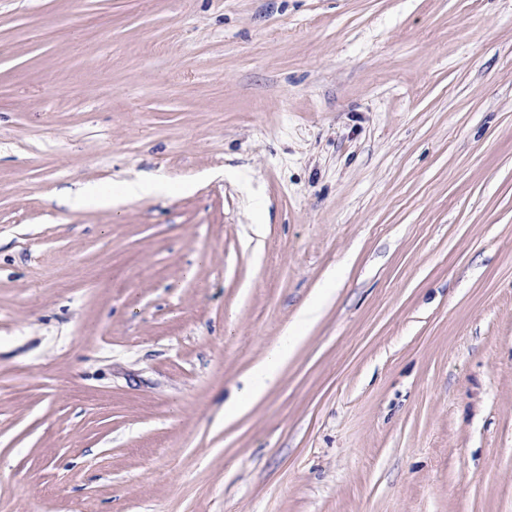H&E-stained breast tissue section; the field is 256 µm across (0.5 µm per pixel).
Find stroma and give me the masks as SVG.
Returning <instances> with one entry per match:
<instances>
[{
    "label": "stroma",
    "mask_w": 512,
    "mask_h": 512,
    "mask_svg": "<svg viewBox=\"0 0 512 512\" xmlns=\"http://www.w3.org/2000/svg\"><path fill=\"white\" fill-rule=\"evenodd\" d=\"M0 512H512V0H0ZM149 192V187H145L137 181L124 182L120 193L116 195H106L94 188L87 187L76 194L75 204L77 206L94 204L102 209H112L117 208L126 201L138 199L142 194ZM298 336H284L281 345L273 348L268 355L256 364L252 371V383L249 388L248 398L246 401H240L233 408L224 411L225 421H229L233 417L243 414L248 410L250 405L261 399L268 389L276 382L279 374L286 363V349L295 345Z\"/></svg>",
    "instance_id": "stroma-1"
}]
</instances>
